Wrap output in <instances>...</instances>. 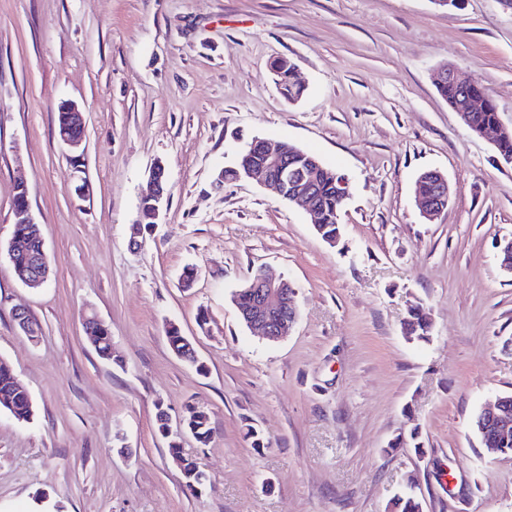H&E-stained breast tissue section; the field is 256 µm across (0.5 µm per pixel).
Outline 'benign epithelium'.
Returning a JSON list of instances; mask_svg holds the SVG:
<instances>
[{
	"mask_svg": "<svg viewBox=\"0 0 512 512\" xmlns=\"http://www.w3.org/2000/svg\"><path fill=\"white\" fill-rule=\"evenodd\" d=\"M451 82L464 91L466 101L455 108L465 127H470L468 112L485 106L489 96L479 95L472 91L474 81L454 67H446L439 74V83ZM62 113L59 139L70 147H78L85 136L84 113L72 102H63L58 106ZM509 128L497 122L491 129L472 130V133L486 139L494 147L507 135ZM293 152L301 158L302 164L294 169L288 164V156L283 143H271L263 138H255L240 153V156L255 155L254 161L241 165L237 170V180L253 179L273 187L289 204L304 209L314 226L323 223L320 210L313 203V178L318 173H328L322 162L300 149ZM152 192L144 198L147 202L144 223H157L160 214L167 204V176L162 163H156L150 170ZM15 192L18 193L13 210L16 222L7 246L10 262L16 267L15 276L31 288L43 286L49 276V265L45 250L34 259L28 268L20 265L16 259L17 242L26 234L36 230L30 212L28 186L23 175L15 180ZM422 217L433 222L447 209L450 201V186L447 177L439 170H429L421 174L416 182ZM250 294L251 303L237 306L243 322L257 330L268 340H276L287 335L297 318L296 289L288 279H275L262 269L255 270L243 284ZM18 329L32 341L37 340L39 330L28 311L17 309L13 313ZM474 428L487 437L506 438L512 434V398L499 396L488 407L481 410L478 423Z\"/></svg>",
	"mask_w": 512,
	"mask_h": 512,
	"instance_id": "benign-epithelium-1",
	"label": "benign epithelium"
}]
</instances>
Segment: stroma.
<instances>
[{
    "label": "stroma",
    "mask_w": 512,
    "mask_h": 512,
    "mask_svg": "<svg viewBox=\"0 0 512 512\" xmlns=\"http://www.w3.org/2000/svg\"><path fill=\"white\" fill-rule=\"evenodd\" d=\"M280 58L296 100L276 83ZM445 64L512 127L504 0H0V358L33 400L29 421L0 411V512L41 498L59 512H386L409 486L423 512H512V454L471 428L512 394V274L498 261L512 165L439 95ZM65 101L86 119L78 171L55 132ZM255 136L347 176L338 244L270 187L215 188ZM158 162L168 206L132 232ZM429 169L451 187L432 224L414 195ZM20 172L50 262L36 289L5 250ZM260 267L297 290L276 342L232 301ZM417 303L425 342L402 330ZM91 311L113 360L86 334ZM172 324L197 363L171 349ZM191 406L213 428L208 446L180 439L207 476L195 492L156 420ZM275 73L278 78V85L283 94L290 100L298 98L303 93L302 86L298 85L294 80L293 64L286 59H280L274 63Z\"/></svg>",
    "instance_id": "stroma-1"
}]
</instances>
